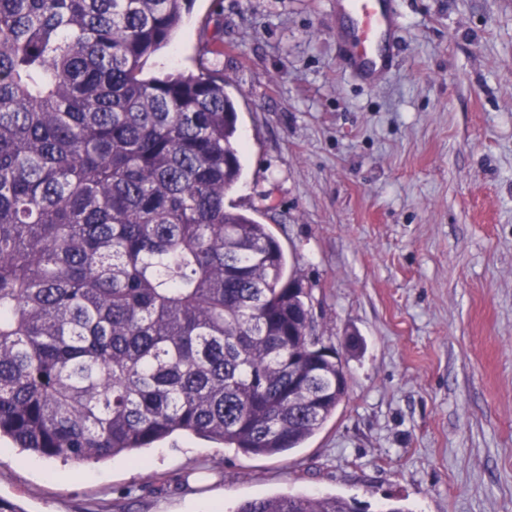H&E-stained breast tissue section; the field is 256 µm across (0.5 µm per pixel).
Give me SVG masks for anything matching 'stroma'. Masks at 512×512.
Segmentation results:
<instances>
[{"mask_svg": "<svg viewBox=\"0 0 512 512\" xmlns=\"http://www.w3.org/2000/svg\"><path fill=\"white\" fill-rule=\"evenodd\" d=\"M394 66L342 67L343 0H194L146 71L223 73L243 176L349 387L302 447L196 436L76 464L0 452L16 512H233L279 494L360 512H512V0H395Z\"/></svg>", "mask_w": 512, "mask_h": 512, "instance_id": "1", "label": "stroma"}]
</instances>
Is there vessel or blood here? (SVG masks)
Segmentation results:
<instances>
[{
    "label": "vessel or blood",
    "instance_id": "obj_1",
    "mask_svg": "<svg viewBox=\"0 0 512 512\" xmlns=\"http://www.w3.org/2000/svg\"><path fill=\"white\" fill-rule=\"evenodd\" d=\"M393 2L350 0L356 28L345 49V61L364 80H373L392 62L391 39L395 27Z\"/></svg>",
    "mask_w": 512,
    "mask_h": 512
}]
</instances>
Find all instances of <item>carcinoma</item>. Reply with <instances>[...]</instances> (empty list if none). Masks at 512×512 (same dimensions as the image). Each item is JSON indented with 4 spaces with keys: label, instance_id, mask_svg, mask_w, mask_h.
Returning a JSON list of instances; mask_svg holds the SVG:
<instances>
[{
    "label": "carcinoma",
    "instance_id": "obj_1",
    "mask_svg": "<svg viewBox=\"0 0 512 512\" xmlns=\"http://www.w3.org/2000/svg\"><path fill=\"white\" fill-rule=\"evenodd\" d=\"M192 0H0V437L96 462L299 448L348 378L243 175L224 76H143ZM232 512H360L281 494Z\"/></svg>",
    "mask_w": 512,
    "mask_h": 512
}]
</instances>
